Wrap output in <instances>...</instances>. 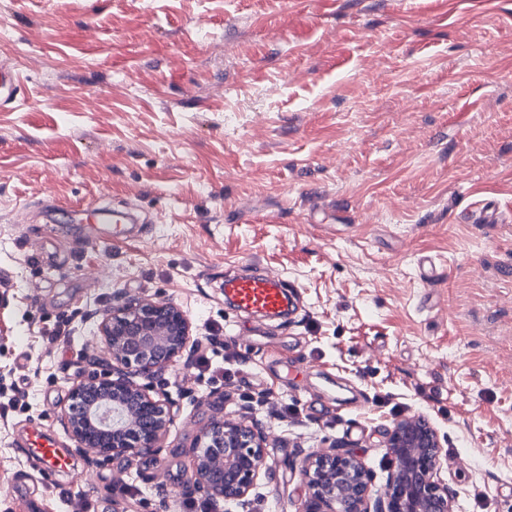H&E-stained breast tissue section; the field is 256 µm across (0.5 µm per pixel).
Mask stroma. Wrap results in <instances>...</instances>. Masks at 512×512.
Listing matches in <instances>:
<instances>
[{
	"label": "stroma",
	"instance_id": "35a3bbf8",
	"mask_svg": "<svg viewBox=\"0 0 512 512\" xmlns=\"http://www.w3.org/2000/svg\"><path fill=\"white\" fill-rule=\"evenodd\" d=\"M1 62L24 93L0 112V512H209L156 467L185 479L219 418L268 437L243 512H298L295 461L341 444L381 490L413 414L455 512H512V0H0ZM88 203L144 221L92 236ZM247 264L292 319L226 308ZM117 294L178 304L224 373L154 378L176 412L154 459L44 487L19 434L45 418L70 446L66 379Z\"/></svg>",
	"mask_w": 512,
	"mask_h": 512
}]
</instances>
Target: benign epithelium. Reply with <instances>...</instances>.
Instances as JSON below:
<instances>
[{"label":"benign epithelium","mask_w":512,"mask_h":512,"mask_svg":"<svg viewBox=\"0 0 512 512\" xmlns=\"http://www.w3.org/2000/svg\"><path fill=\"white\" fill-rule=\"evenodd\" d=\"M192 324L173 302L118 295L97 315L96 333L109 360L100 372L77 374L61 409L72 452L86 467L151 458L174 423V402L141 383L188 357ZM392 468L369 509L371 476L351 449L319 448L302 462L306 486L300 512H454L448 486L438 476L439 435L421 416L396 419L386 430ZM262 432L217 420L192 447V466L182 484L188 498L219 500L239 508L267 473Z\"/></svg>","instance_id":"7a95c632"}]
</instances>
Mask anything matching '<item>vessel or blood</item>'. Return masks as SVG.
I'll return each mask as SVG.
<instances>
[{"instance_id":"obj_1","label":"vessel or blood","mask_w":512,"mask_h":512,"mask_svg":"<svg viewBox=\"0 0 512 512\" xmlns=\"http://www.w3.org/2000/svg\"><path fill=\"white\" fill-rule=\"evenodd\" d=\"M19 75L12 66H0V108L14 102L20 92ZM224 300L236 310L266 319L283 316L291 296L281 275L267 272L238 273L225 276L221 285ZM25 451L28 456L47 463L51 472L70 469L69 456L45 423H36L28 432Z\"/></svg>"}]
</instances>
